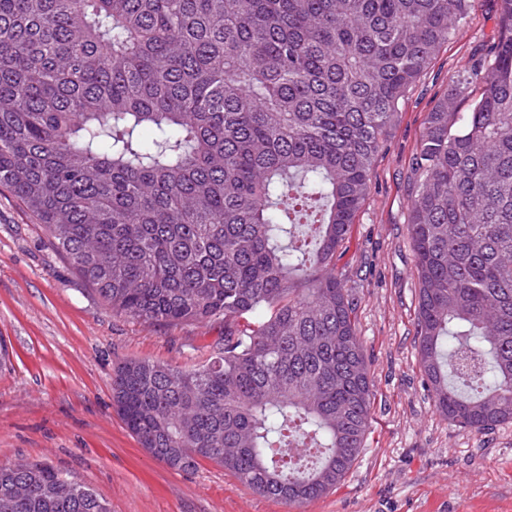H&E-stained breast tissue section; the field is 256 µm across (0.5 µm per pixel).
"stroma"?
<instances>
[{
	"label": "stroma",
	"mask_w": 512,
	"mask_h": 512,
	"mask_svg": "<svg viewBox=\"0 0 512 512\" xmlns=\"http://www.w3.org/2000/svg\"><path fill=\"white\" fill-rule=\"evenodd\" d=\"M498 31L497 0H473L456 37L400 106L338 269L356 297L373 383L366 445L341 484L289 506L223 468L177 472L141 448L117 415L112 377L128 359L190 368L217 349L220 324L147 326L112 313L0 187V464L44 460L105 498L112 512H512V423L475 431L435 406L419 364L418 280L408 224L411 168L437 98Z\"/></svg>",
	"instance_id": "35a3bbf8"
}]
</instances>
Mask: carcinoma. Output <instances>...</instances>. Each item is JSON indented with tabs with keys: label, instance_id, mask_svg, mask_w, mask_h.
Listing matches in <instances>:
<instances>
[{
	"label": "carcinoma",
	"instance_id": "carcinoma-1",
	"mask_svg": "<svg viewBox=\"0 0 512 512\" xmlns=\"http://www.w3.org/2000/svg\"><path fill=\"white\" fill-rule=\"evenodd\" d=\"M471 0H0V186L112 312L222 323L185 369L112 380L158 461L288 504L344 479L372 421L337 272L399 105ZM427 113L409 224L421 368L448 422H512V0ZM482 85L460 106L468 85ZM0 512H111L44 461Z\"/></svg>",
	"mask_w": 512,
	"mask_h": 512
}]
</instances>
